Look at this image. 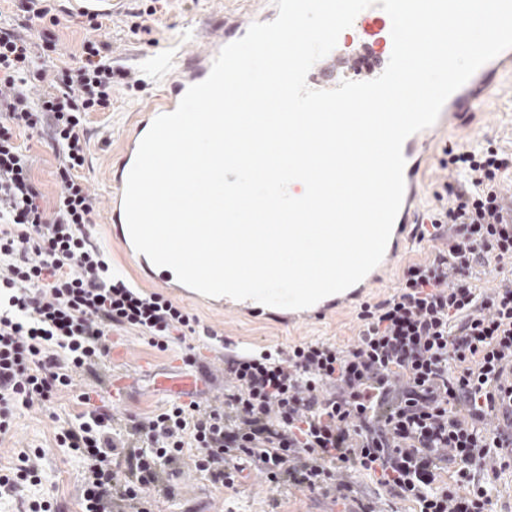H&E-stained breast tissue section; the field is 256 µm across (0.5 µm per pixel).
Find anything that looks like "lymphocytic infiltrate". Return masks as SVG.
I'll return each instance as SVG.
<instances>
[{"label": "lymphocytic infiltrate", "instance_id": "1", "mask_svg": "<svg viewBox=\"0 0 512 512\" xmlns=\"http://www.w3.org/2000/svg\"><path fill=\"white\" fill-rule=\"evenodd\" d=\"M15 7L0 21V440L18 412L49 410L58 392L98 378L114 330L162 350L195 335L222 363L223 396L137 417L96 387L78 394L84 410L56 439L84 462V512H150L178 496L186 461L219 489L258 471L270 491L329 496L353 512H512V156L445 149L441 170L465 182L436 196L432 250L393 294L361 304L350 344L240 354L184 307L115 276L93 236L87 116L134 81L96 38L98 15H86L92 35L68 63L52 32L64 5ZM20 129L52 149L53 198ZM493 260L504 270L484 281ZM39 460L23 452L1 468L0 498L60 512L27 496Z\"/></svg>", "mask_w": 512, "mask_h": 512}]
</instances>
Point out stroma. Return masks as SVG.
Masks as SVG:
<instances>
[{"mask_svg":"<svg viewBox=\"0 0 512 512\" xmlns=\"http://www.w3.org/2000/svg\"><path fill=\"white\" fill-rule=\"evenodd\" d=\"M264 0H112V11L103 19L97 31L99 40L111 43L115 64L135 73H142L160 57L167 55L187 56L198 51V44L188 42V31L205 29L208 23L223 17L228 11L261 13ZM146 13L147 32L132 30L133 15ZM166 79L144 77L135 88L116 87L112 102L106 109L89 115L93 137L90 142L89 164L83 175L98 200H106L109 190L108 174L119 169L121 136L128 130V118L146 100L162 95ZM499 115L474 129L454 137V147L467 150L493 140L497 147L512 154V102L505 101L499 107ZM18 142L26 147L33 159V175L47 196H55L60 189L56 176V163L51 149L38 138L20 133ZM188 310L206 324L223 328L227 336L257 342L272 350L288 349L306 339L328 338L349 343L354 336L353 325L356 309L341 312L332 320L310 327L285 328L274 320L256 322L237 319L233 314L213 311L209 306L191 302ZM115 352L110 357L111 370H132L138 363H146L156 369L167 368L173 360L185 358L191 348L199 347L197 337H187L185 343L159 350L150 345L137 332L129 331L115 337ZM78 391L68 388L53 400L49 411L38 409L16 416L12 431L0 442V467L16 463L19 452L37 451L41 454L42 483L30 489V496L54 498L64 502L69 512H82L81 475L82 459L67 449L58 447L54 439L53 417L74 420L82 407L77 400ZM184 496L171 502H158L153 512H332V500L316 498L303 493L284 495L277 510H270L269 496L263 492L264 477L252 475L237 490H218L199 474L188 471L183 476Z\"/></svg>","mask_w":512,"mask_h":512,"instance_id":"obj_1","label":"stroma"}]
</instances>
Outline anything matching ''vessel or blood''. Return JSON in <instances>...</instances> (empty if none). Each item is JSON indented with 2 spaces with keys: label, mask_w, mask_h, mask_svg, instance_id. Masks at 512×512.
<instances>
[{
  "label": "vessel or blood",
  "mask_w": 512,
  "mask_h": 512,
  "mask_svg": "<svg viewBox=\"0 0 512 512\" xmlns=\"http://www.w3.org/2000/svg\"><path fill=\"white\" fill-rule=\"evenodd\" d=\"M249 26L248 19L236 15L224 16L211 25V37L206 48L182 60L181 69L172 83L171 94L145 104L142 119L122 150V158L126 164H133L139 143L153 120L158 115L174 111L187 89L207 78L221 48L244 35ZM352 28L356 33V39L349 49L335 48L311 68L307 76L310 88L328 90L337 87L342 80H370L384 71L392 51L391 20L387 13L380 6L369 7L358 14ZM507 89L512 91V49L504 51L480 67L447 99L437 121L431 127L405 140L402 147L405 158V192L402 205L382 261L370 271L357 288L325 297L315 305L302 310L267 307L252 300L238 301L228 297L207 298V305L238 316H271L281 324L293 327L326 319L331 313L342 309L345 304L362 299L368 288L382 285L398 256L408 248L428 241L421 221L423 209L419 203L420 180L425 167L436 154L439 134H450L468 128L476 120L485 103ZM126 180L127 176L123 173L116 175L112 180L107 223L113 240L120 245L126 256L137 263L144 280L177 296L189 295V288L173 278L168 269L154 266L144 254L134 248L123 205ZM135 373L154 379L156 386L169 392L176 402L201 403L207 397L192 371L159 373L142 364L137 366Z\"/></svg>",
  "instance_id": "1"
}]
</instances>
